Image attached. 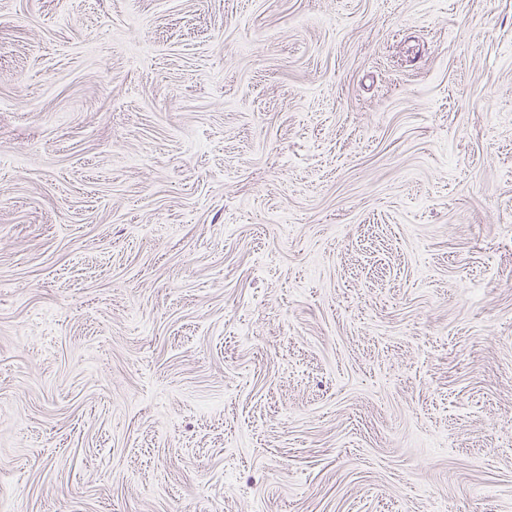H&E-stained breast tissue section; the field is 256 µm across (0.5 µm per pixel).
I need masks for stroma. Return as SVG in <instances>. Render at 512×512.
<instances>
[{"label":"stroma","instance_id":"stroma-1","mask_svg":"<svg viewBox=\"0 0 512 512\" xmlns=\"http://www.w3.org/2000/svg\"><path fill=\"white\" fill-rule=\"evenodd\" d=\"M10 512H512V0H0Z\"/></svg>","mask_w":512,"mask_h":512}]
</instances>
